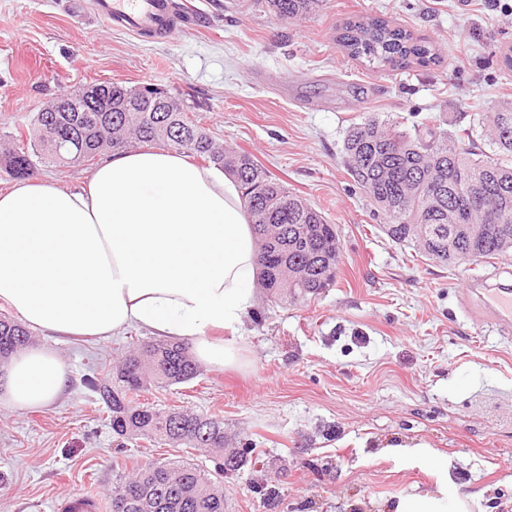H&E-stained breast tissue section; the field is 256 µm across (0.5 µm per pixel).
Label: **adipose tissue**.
<instances>
[{
    "mask_svg": "<svg viewBox=\"0 0 512 512\" xmlns=\"http://www.w3.org/2000/svg\"><path fill=\"white\" fill-rule=\"evenodd\" d=\"M256 256L237 181L174 150L110 155L74 189L26 179L0 193V302L51 336L139 327L201 365L248 367L237 334ZM70 375L56 350L27 345L0 373V406L46 407Z\"/></svg>",
    "mask_w": 512,
    "mask_h": 512,
    "instance_id": "adipose-tissue-1",
    "label": "adipose tissue"
}]
</instances>
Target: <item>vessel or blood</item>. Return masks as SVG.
<instances>
[{
  "label": "vessel or blood",
  "mask_w": 512,
  "mask_h": 512,
  "mask_svg": "<svg viewBox=\"0 0 512 512\" xmlns=\"http://www.w3.org/2000/svg\"><path fill=\"white\" fill-rule=\"evenodd\" d=\"M87 7L94 21L136 36L165 39L175 26L189 27L198 21L185 0H76ZM476 313L499 334L512 333V285L487 283L471 278L467 285Z\"/></svg>",
  "instance_id": "b4317fda"
}]
</instances>
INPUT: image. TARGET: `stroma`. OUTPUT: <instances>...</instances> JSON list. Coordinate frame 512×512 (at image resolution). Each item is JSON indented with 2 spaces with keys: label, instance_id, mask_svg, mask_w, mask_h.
Returning <instances> with one entry per match:
<instances>
[{
  "label": "stroma",
  "instance_id": "stroma-1",
  "mask_svg": "<svg viewBox=\"0 0 512 512\" xmlns=\"http://www.w3.org/2000/svg\"><path fill=\"white\" fill-rule=\"evenodd\" d=\"M189 3L200 23L157 41L94 22L70 0H0V136L25 132L43 103L86 84L160 88L339 227L335 287L297 304L258 296L241 328L247 370L205 368L141 403L215 416L235 446L253 444L258 462L224 476L225 512H395L443 487L467 512H512V335L459 307L468 277L501 263L450 267L392 243L342 151L349 128L374 113L408 128L433 117L457 134L512 99V0H325L288 21L263 0ZM361 16L429 42L439 63L350 58L336 36ZM148 337L136 327L107 339L33 334L68 362L71 385L41 410L0 407V512H57L154 462L212 469L199 449L118 438L84 384L111 378Z\"/></svg>",
  "mask_w": 512,
  "mask_h": 512
}]
</instances>
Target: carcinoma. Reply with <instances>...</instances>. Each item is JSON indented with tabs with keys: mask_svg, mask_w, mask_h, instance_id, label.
Returning a JSON list of instances; mask_svg holds the SVG:
<instances>
[{
	"mask_svg": "<svg viewBox=\"0 0 512 512\" xmlns=\"http://www.w3.org/2000/svg\"><path fill=\"white\" fill-rule=\"evenodd\" d=\"M283 19L314 14L322 0H265ZM337 41L352 58L384 66L436 60L435 49L413 34L375 17L345 22ZM473 122L490 132L491 153L472 139H455L432 118L413 129L372 115L354 124L343 141L347 173L385 224L395 244L414 246L428 260L461 266L512 256V101H499ZM30 148L17 146L0 160L18 177L34 174V158L65 164L120 153L138 143H163L226 171L240 185L259 242L258 287L269 301L305 302L336 283L340 239L306 199L291 194L245 151L228 148L196 125L184 104L157 88L108 84L94 100H79L59 112L39 111ZM31 340L30 331L0 315V362ZM200 367L189 347L169 340L140 343L112 371V379L86 378L112 413V432L142 436L208 451L215 477L195 463L139 467L112 490V512H224L223 475L242 465L250 449L224 455V421L180 409L140 406L131 396L156 385L189 383Z\"/></svg>",
	"mask_w": 512,
	"mask_h": 512,
	"instance_id": "carcinoma-1",
	"label": "carcinoma"
}]
</instances>
